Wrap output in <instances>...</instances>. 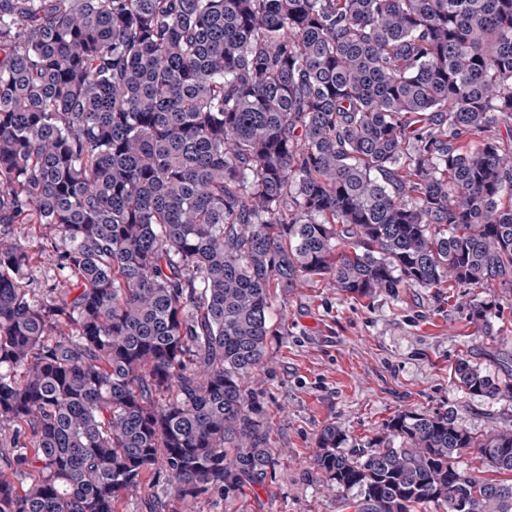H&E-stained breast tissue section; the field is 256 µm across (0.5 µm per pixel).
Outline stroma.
<instances>
[{"mask_svg": "<svg viewBox=\"0 0 512 512\" xmlns=\"http://www.w3.org/2000/svg\"><path fill=\"white\" fill-rule=\"evenodd\" d=\"M493 299L487 320L472 303ZM274 333L254 384L277 464L241 494L202 495L195 512H344L340 493L307 460L321 429L335 423L350 446H367L404 410L454 411L482 434L512 426V398L475 397L454 375L458 360L512 385V288H402L354 300L332 284L274 291ZM163 480L127 492L122 512H170Z\"/></svg>", "mask_w": 512, "mask_h": 512, "instance_id": "stroma-1", "label": "stroma"}]
</instances>
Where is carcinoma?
Listing matches in <instances>:
<instances>
[{
  "label": "carcinoma",
  "mask_w": 512,
  "mask_h": 512,
  "mask_svg": "<svg viewBox=\"0 0 512 512\" xmlns=\"http://www.w3.org/2000/svg\"><path fill=\"white\" fill-rule=\"evenodd\" d=\"M500 115L512 0H0V512L261 482L275 288H512ZM347 444L308 465L355 512H512L511 427L405 411Z\"/></svg>",
  "instance_id": "obj_1"
}]
</instances>
